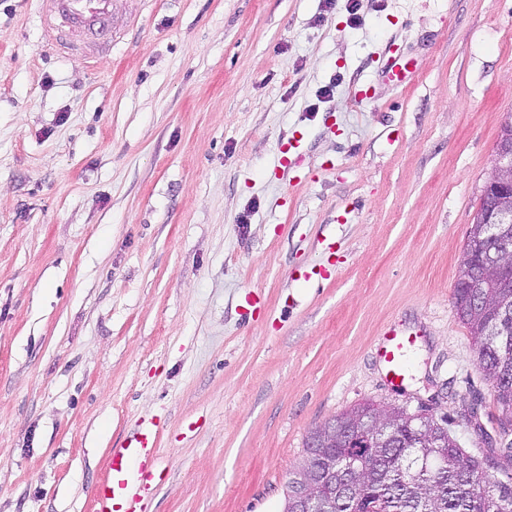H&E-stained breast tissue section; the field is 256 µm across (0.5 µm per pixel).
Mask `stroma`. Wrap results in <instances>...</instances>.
<instances>
[{
  "label": "stroma",
  "instance_id": "stroma-1",
  "mask_svg": "<svg viewBox=\"0 0 512 512\" xmlns=\"http://www.w3.org/2000/svg\"><path fill=\"white\" fill-rule=\"evenodd\" d=\"M357 3L116 0L96 58L0 0V512H94L141 426L168 472L143 512H282L309 431L365 400L475 453L476 393L498 437L453 289L512 0ZM414 343L412 334L391 328L384 332L377 345V356L385 367L386 381L394 387L402 386L406 380L404 358Z\"/></svg>",
  "mask_w": 512,
  "mask_h": 512
}]
</instances>
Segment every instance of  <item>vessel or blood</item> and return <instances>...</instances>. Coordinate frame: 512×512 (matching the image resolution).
I'll use <instances>...</instances> for the list:
<instances>
[{
    "instance_id": "1",
    "label": "vessel or blood",
    "mask_w": 512,
    "mask_h": 512,
    "mask_svg": "<svg viewBox=\"0 0 512 512\" xmlns=\"http://www.w3.org/2000/svg\"><path fill=\"white\" fill-rule=\"evenodd\" d=\"M43 12L62 19L67 29L56 32L63 41L66 32L80 33L109 51L112 43L114 0H38ZM412 336L391 328L377 345L385 378L395 387L406 380L404 358L413 346ZM157 433L139 427L126 435L119 447L109 449L105 471L93 488L95 512H142V502L166 477L155 448Z\"/></svg>"
}]
</instances>
